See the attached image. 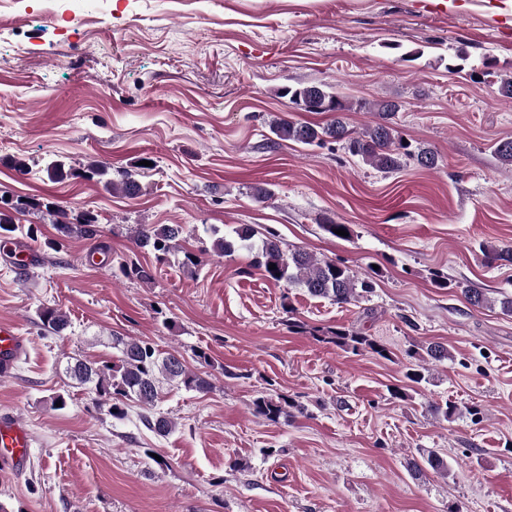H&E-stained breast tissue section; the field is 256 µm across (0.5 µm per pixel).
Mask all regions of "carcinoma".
Masks as SVG:
<instances>
[{
  "mask_svg": "<svg viewBox=\"0 0 512 512\" xmlns=\"http://www.w3.org/2000/svg\"><path fill=\"white\" fill-rule=\"evenodd\" d=\"M281 95L305 112H334L336 117L330 122L317 125L299 123L286 118L277 119L271 126L276 136L273 144L292 141L307 146H320L330 140L343 145L348 152L377 170L390 173L401 168L403 161L412 159L424 168H433L438 163L436 152L421 144L403 142V135L394 122L400 106L391 100H381L373 104L372 111L377 121L363 131L356 133L349 129L345 113L350 105L341 100L325 85H300L286 87ZM494 153L505 166L512 167V138L501 139L494 144ZM46 171L51 179L67 176L101 178L108 173V167L93 163L84 170L65 169L60 160L50 162ZM106 185L112 190L120 191L126 196H135L140 185L133 174L125 173L119 181H108ZM185 227L182 224H143L134 237L135 248L150 251L159 261L178 247L183 238ZM255 236L254 228L242 224L235 228L234 236L220 237L214 241V250L230 257L237 248L251 241ZM276 269H269V265ZM254 266L264 272V276L275 283L282 281L299 287L314 298L328 299L337 304L356 302L360 297L373 291L371 274L358 276L351 268L339 265L329 259H320L304 251L295 250L285 253L275 232L269 230L262 243L257 247ZM466 301L477 308L492 305L487 293L480 288L463 289ZM42 327L55 336H63L70 323L68 316L57 308L45 307L39 311ZM330 340L337 345L354 351L369 348L384 354V349L367 336L346 331H336ZM117 347L120 355L113 362H97L85 358L67 364V377L81 385H92L95 391L97 407H108L112 416L124 415L123 400H133L145 408H152L158 397L159 377L184 385L195 391H205L210 383L200 375L188 370L179 356L168 353L164 356L156 352L150 344L136 339H119ZM256 413L266 419L277 422L288 418V401L279 398L262 397L255 402ZM146 427L158 436L165 437L175 428L174 421L164 414L144 417ZM434 471L448 472V465L442 457L429 452L422 457V462H410L413 477L423 475L424 467Z\"/></svg>",
  "mask_w": 512,
  "mask_h": 512,
  "instance_id": "1",
  "label": "carcinoma"
}]
</instances>
